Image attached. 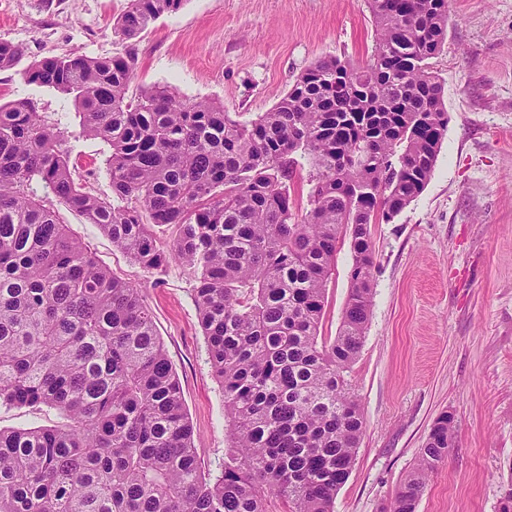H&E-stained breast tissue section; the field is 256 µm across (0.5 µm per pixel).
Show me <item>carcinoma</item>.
Instances as JSON below:
<instances>
[{
    "mask_svg": "<svg viewBox=\"0 0 512 512\" xmlns=\"http://www.w3.org/2000/svg\"><path fill=\"white\" fill-rule=\"evenodd\" d=\"M183 0H128L133 39ZM375 31L363 62L321 59L269 112L240 120L166 87L128 97L135 54L45 58L31 84L69 97L79 129L38 102L0 104V408L56 410L49 427L0 428V512H333L364 430L349 378L370 316L371 225L425 188L448 127V0H366ZM24 55L0 41V70ZM94 139L112 196L78 177L63 142ZM312 167L307 200L291 191ZM52 193L148 272L177 260L230 441L204 470L179 379L140 289L60 222ZM175 224L164 250L155 228ZM352 265L337 336L319 328L337 245ZM453 418L430 429L385 512H416L448 456Z\"/></svg>",
    "mask_w": 512,
    "mask_h": 512,
    "instance_id": "carcinoma-1",
    "label": "carcinoma"
}]
</instances>
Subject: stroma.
I'll list each match as a JSON object with an SVG mask.
<instances>
[{"label": "stroma", "mask_w": 512, "mask_h": 512, "mask_svg": "<svg viewBox=\"0 0 512 512\" xmlns=\"http://www.w3.org/2000/svg\"><path fill=\"white\" fill-rule=\"evenodd\" d=\"M128 0H0V40L24 49L0 70V103L37 99L48 121L78 124L73 104L27 83L46 57L137 56L130 95L167 86L244 119L269 111L317 59L365 61L374 26L364 0H184L136 39L113 24ZM444 82L448 128L423 192L372 227L371 315L352 380L365 420L334 512H381L416 466L434 421L454 420L447 459L416 512H498L512 488V0H448V36L430 61ZM88 186L111 192L106 146L68 144ZM55 210L114 274L140 288L180 379L204 469L228 446L224 397L208 364L181 264L143 270L111 237L62 203ZM352 265L339 242L320 327L336 335Z\"/></svg>", "instance_id": "obj_1"}]
</instances>
